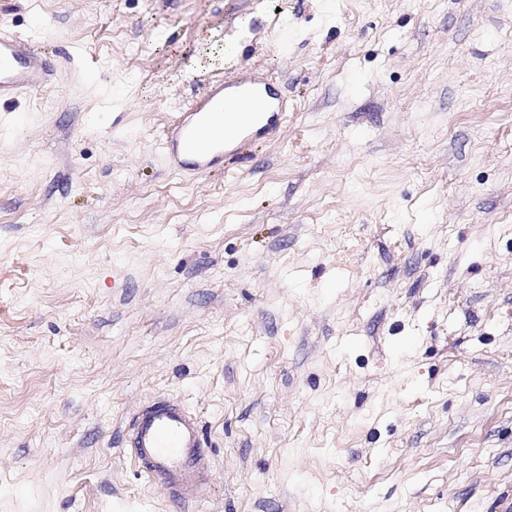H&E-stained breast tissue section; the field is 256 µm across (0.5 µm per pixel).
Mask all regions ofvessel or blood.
<instances>
[{
  "label": "vessel or blood",
  "instance_id": "1",
  "mask_svg": "<svg viewBox=\"0 0 512 512\" xmlns=\"http://www.w3.org/2000/svg\"><path fill=\"white\" fill-rule=\"evenodd\" d=\"M56 77L54 69L29 43L0 31V101L23 90L36 91ZM235 94L261 101L268 92L266 80L246 76L234 83ZM224 85L209 87L191 111L169 128L167 154L179 167L201 171L233 157L231 143L210 137L211 127L223 121ZM286 118L280 103L256 115L254 127L241 137L277 135ZM128 455L149 483L164 487L172 501L186 506L200 500L212 475V459L199 418L184 404L158 399L139 408L125 429Z\"/></svg>",
  "mask_w": 512,
  "mask_h": 512
}]
</instances>
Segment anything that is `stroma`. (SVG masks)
Instances as JSON below:
<instances>
[{
	"instance_id": "35a3bbf8",
	"label": "stroma",
	"mask_w": 512,
	"mask_h": 512,
	"mask_svg": "<svg viewBox=\"0 0 512 512\" xmlns=\"http://www.w3.org/2000/svg\"><path fill=\"white\" fill-rule=\"evenodd\" d=\"M0 512H178L125 451L197 414L196 512H512V0H0ZM231 44L202 72L193 57ZM273 78L277 138L164 131ZM55 77L51 65L26 40L0 29V101L22 90H39ZM227 88H233L235 95H246L256 102L263 99L264 93L269 94V86L263 76H246L231 86H210L191 111L183 113L168 129L165 141L167 154L179 167L202 171L224 163V158H232L236 154L231 144L233 140L224 142V139L208 138L210 128L224 120V114L220 112L223 108L224 112L238 113L240 121L257 107L255 103L237 99L235 95L224 99Z\"/></svg>"
}]
</instances>
